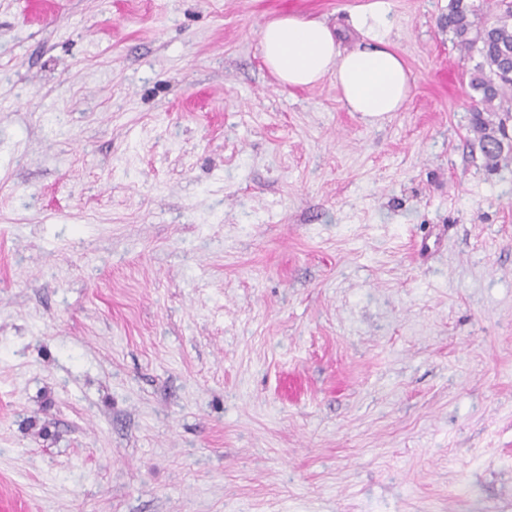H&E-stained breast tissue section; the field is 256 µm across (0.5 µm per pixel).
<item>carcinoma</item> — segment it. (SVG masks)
Returning a JSON list of instances; mask_svg holds the SVG:
<instances>
[{"label": "carcinoma", "instance_id": "carcinoma-1", "mask_svg": "<svg viewBox=\"0 0 512 512\" xmlns=\"http://www.w3.org/2000/svg\"><path fill=\"white\" fill-rule=\"evenodd\" d=\"M441 25L452 33L463 60L477 59L469 73L474 145L488 170L512 164L503 144V117L512 111V0H449Z\"/></svg>", "mask_w": 512, "mask_h": 512}]
</instances>
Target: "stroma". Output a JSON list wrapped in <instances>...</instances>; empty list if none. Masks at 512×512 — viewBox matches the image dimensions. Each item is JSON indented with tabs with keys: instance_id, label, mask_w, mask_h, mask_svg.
I'll list each match as a JSON object with an SVG mask.
<instances>
[{
	"instance_id": "35a3bbf8",
	"label": "stroma",
	"mask_w": 512,
	"mask_h": 512,
	"mask_svg": "<svg viewBox=\"0 0 512 512\" xmlns=\"http://www.w3.org/2000/svg\"><path fill=\"white\" fill-rule=\"evenodd\" d=\"M366 0H0V487L29 512H512V165L448 0L410 98L282 88Z\"/></svg>"
}]
</instances>
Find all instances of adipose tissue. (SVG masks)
<instances>
[{
  "label": "adipose tissue",
  "instance_id": "1",
  "mask_svg": "<svg viewBox=\"0 0 512 512\" xmlns=\"http://www.w3.org/2000/svg\"><path fill=\"white\" fill-rule=\"evenodd\" d=\"M390 0H368L352 13L355 30L368 42L351 51L327 25L295 15L264 23L260 46L265 66L282 86L308 87L331 77L345 106L368 121L402 111L410 95V74L389 48Z\"/></svg>",
  "mask_w": 512,
  "mask_h": 512
}]
</instances>
